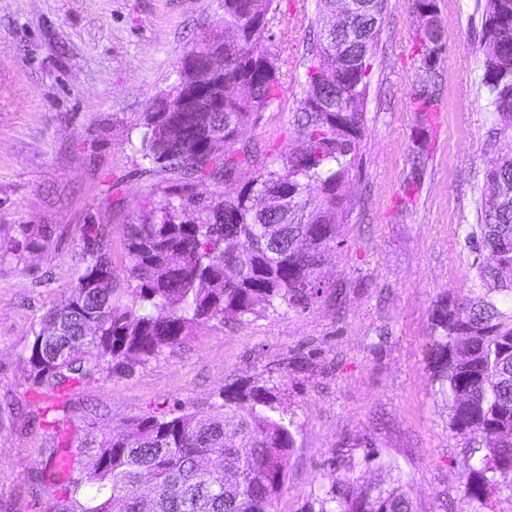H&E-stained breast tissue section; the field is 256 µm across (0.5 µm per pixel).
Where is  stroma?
<instances>
[{
	"label": "stroma",
	"mask_w": 512,
	"mask_h": 512,
	"mask_svg": "<svg viewBox=\"0 0 512 512\" xmlns=\"http://www.w3.org/2000/svg\"><path fill=\"white\" fill-rule=\"evenodd\" d=\"M485 0H437L447 47L425 139L414 90V0H387L370 59L366 126L345 183L339 245L321 268L338 298L243 322L193 329L175 349L118 369L102 362L68 387L69 415L41 422L48 398L21 354L72 285L80 228L110 231L123 278V229L145 196L179 174L142 160L150 102L178 80L181 58L218 30L224 0H0V226H52L49 248L0 266V512H41L29 479L48 470L63 435L98 436L136 418L209 411L225 390L266 386L296 446L277 512H319L337 479L400 480L414 512H462L463 464L477 441L457 435L430 376V309L463 298L489 252H476L474 187L512 154L494 138L479 51ZM316 0H273L269 50L283 59L279 100L250 125L261 150L298 144L306 45ZM428 159L408 186L419 151Z\"/></svg>",
	"instance_id": "stroma-1"
}]
</instances>
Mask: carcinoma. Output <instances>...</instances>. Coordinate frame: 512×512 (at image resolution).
I'll use <instances>...</instances> for the list:
<instances>
[{
	"label": "carcinoma",
	"mask_w": 512,
	"mask_h": 512,
	"mask_svg": "<svg viewBox=\"0 0 512 512\" xmlns=\"http://www.w3.org/2000/svg\"><path fill=\"white\" fill-rule=\"evenodd\" d=\"M259 2L250 12L249 0H224L222 31L191 50L215 54L210 77L200 84L178 66L179 83L144 114L138 152L181 183L158 200L151 193L125 226L126 287L115 284L106 225L80 229L72 286L32 329L22 356L46 393L92 376L108 358H156L201 324L304 310L323 297L318 270L336 250V208L365 126L368 60L386 0H372L371 12L337 34L325 21L337 0H318L323 17L308 47L314 76L298 108L301 142L285 157L243 140L278 99V58L263 44L272 0ZM417 8L431 12L416 38L431 71L444 49L436 0H417ZM479 50L495 134L512 138V0H486ZM436 96L429 81L415 92L423 117ZM242 165L259 174L237 196L192 192L193 182H226ZM479 191L472 238L495 264L479 266L478 301H435L429 355L432 380L451 401L452 428L481 438V456L464 464L467 512L486 505L497 474L512 466V313L499 299L512 295V156L484 173ZM12 230L0 265L21 262L52 237L47 225ZM295 443L268 388H238L205 414L141 417L89 443L64 437L52 473L34 485L47 495L43 512H275ZM320 512L413 510L401 484L381 482L356 492L338 484Z\"/></svg>",
	"instance_id": "carcinoma-1"
}]
</instances>
